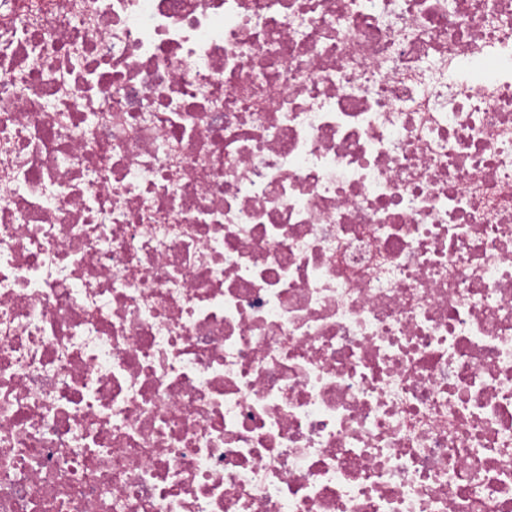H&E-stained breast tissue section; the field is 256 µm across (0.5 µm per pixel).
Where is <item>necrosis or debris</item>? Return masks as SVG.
Instances as JSON below:
<instances>
[{
    "instance_id": "1",
    "label": "necrosis or debris",
    "mask_w": 512,
    "mask_h": 512,
    "mask_svg": "<svg viewBox=\"0 0 512 512\" xmlns=\"http://www.w3.org/2000/svg\"><path fill=\"white\" fill-rule=\"evenodd\" d=\"M0 512H512V0H0Z\"/></svg>"
}]
</instances>
